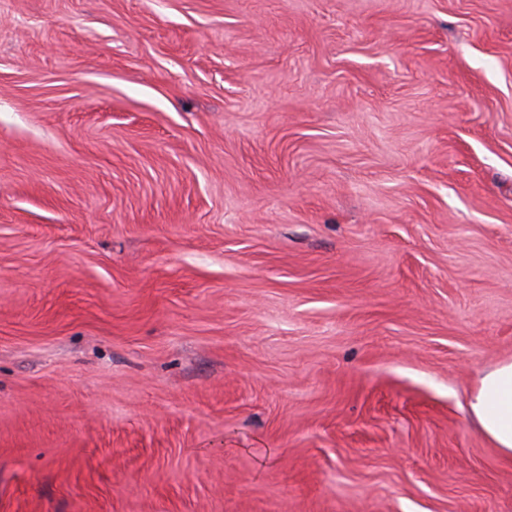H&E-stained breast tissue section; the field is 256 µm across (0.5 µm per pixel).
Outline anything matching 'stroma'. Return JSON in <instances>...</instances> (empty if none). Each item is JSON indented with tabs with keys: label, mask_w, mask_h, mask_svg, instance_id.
Instances as JSON below:
<instances>
[{
	"label": "stroma",
	"mask_w": 512,
	"mask_h": 512,
	"mask_svg": "<svg viewBox=\"0 0 512 512\" xmlns=\"http://www.w3.org/2000/svg\"><path fill=\"white\" fill-rule=\"evenodd\" d=\"M512 0H0V512H512ZM468 411L479 432L512 465V358L482 371L470 391Z\"/></svg>",
	"instance_id": "1"
}]
</instances>
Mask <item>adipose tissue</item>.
<instances>
[{"label": "adipose tissue", "mask_w": 512, "mask_h": 512, "mask_svg": "<svg viewBox=\"0 0 512 512\" xmlns=\"http://www.w3.org/2000/svg\"><path fill=\"white\" fill-rule=\"evenodd\" d=\"M468 411L479 432L512 465V359L482 371L470 391Z\"/></svg>", "instance_id": "1"}]
</instances>
